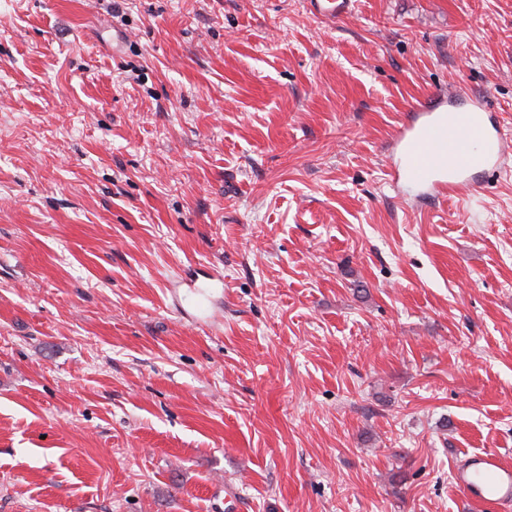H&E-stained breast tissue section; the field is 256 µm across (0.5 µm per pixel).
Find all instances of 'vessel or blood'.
Returning a JSON list of instances; mask_svg holds the SVG:
<instances>
[{
	"mask_svg": "<svg viewBox=\"0 0 512 512\" xmlns=\"http://www.w3.org/2000/svg\"><path fill=\"white\" fill-rule=\"evenodd\" d=\"M317 18L333 21L354 11V0H308ZM406 180L420 191L455 192L494 172L512 152L493 122L483 99L458 106L442 96L423 108L414 124L400 133ZM453 480L461 492L479 503L512 501V464L494 452L470 457Z\"/></svg>",
	"mask_w": 512,
	"mask_h": 512,
	"instance_id": "1",
	"label": "vessel or blood"
}]
</instances>
